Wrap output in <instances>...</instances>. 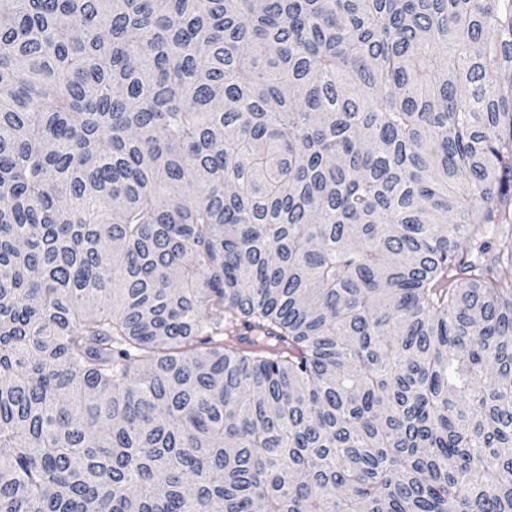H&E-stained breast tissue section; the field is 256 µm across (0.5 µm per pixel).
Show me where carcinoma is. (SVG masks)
<instances>
[{
	"label": "carcinoma",
	"mask_w": 512,
	"mask_h": 512,
	"mask_svg": "<svg viewBox=\"0 0 512 512\" xmlns=\"http://www.w3.org/2000/svg\"><path fill=\"white\" fill-rule=\"evenodd\" d=\"M491 230L512 0H0V512H512Z\"/></svg>",
	"instance_id": "carcinoma-1"
}]
</instances>
